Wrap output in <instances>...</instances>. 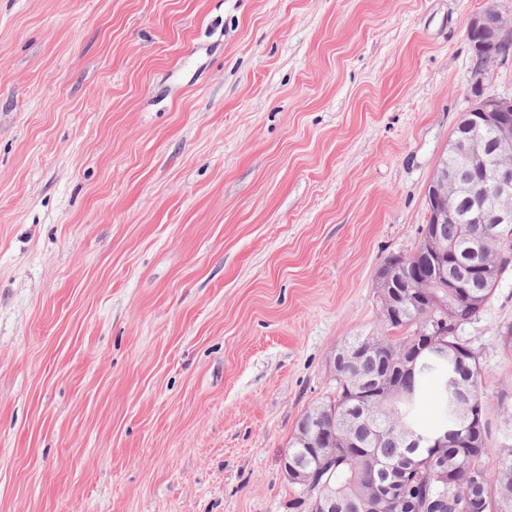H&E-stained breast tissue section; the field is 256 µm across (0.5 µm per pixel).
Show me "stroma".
<instances>
[{
  "label": "stroma",
  "mask_w": 512,
  "mask_h": 512,
  "mask_svg": "<svg viewBox=\"0 0 512 512\" xmlns=\"http://www.w3.org/2000/svg\"><path fill=\"white\" fill-rule=\"evenodd\" d=\"M512 0H0V512H289ZM512 266L457 334L512 436Z\"/></svg>",
  "instance_id": "35a3bbf8"
}]
</instances>
